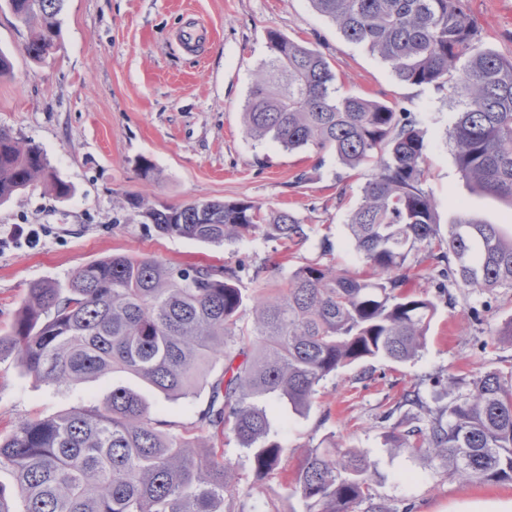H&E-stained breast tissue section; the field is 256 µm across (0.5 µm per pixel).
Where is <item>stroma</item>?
<instances>
[{
    "label": "stroma",
    "instance_id": "stroma-1",
    "mask_svg": "<svg viewBox=\"0 0 512 512\" xmlns=\"http://www.w3.org/2000/svg\"><path fill=\"white\" fill-rule=\"evenodd\" d=\"M466 4L486 48L512 55V0ZM193 20L209 35L189 49L180 35ZM59 21L61 50L33 61L23 51L27 30L0 0V51L13 64L11 75L0 77V128L41 144L57 176L73 187L60 199L40 184L0 204L1 332L34 284L67 286L83 265L115 253L180 266H239V286L247 291L258 267L274 284L307 264L362 270L347 224L371 167L350 171L332 154L289 152L244 131L248 90L269 55L272 30L320 51L342 91L399 112L428 105L422 118L431 147L423 187L436 201L440 226L467 214L512 227V205L473 190L459 170L447 134L458 99L400 82L388 63L345 39L310 0H65ZM144 159L156 168L149 181L139 175ZM128 193L168 205L246 198L266 210L292 211L308 238L289 245L258 232L217 245L162 236L122 207ZM29 226L40 230L37 242L15 236L16 228ZM411 263L407 291L428 296L437 308L425 348L404 364L375 360L362 371L338 369L321 382L308 415L275 408L284 465L295 470L307 446L333 440L368 456L369 480L393 512L410 503L414 512H512V484L461 483L424 459L394 452L386 441L394 422L418 413L400 406L404 393L444 404L448 396L434 377L469 380L512 369V344L498 340L512 322V288L442 290L433 256L422 251ZM116 382L140 386L121 375L57 388L13 360L1 361L0 435L28 419L103 406Z\"/></svg>",
    "mask_w": 512,
    "mask_h": 512
}]
</instances>
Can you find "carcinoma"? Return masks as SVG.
I'll return each mask as SVG.
<instances>
[{
  "instance_id": "cac0c4a2",
  "label": "carcinoma",
  "mask_w": 512,
  "mask_h": 512,
  "mask_svg": "<svg viewBox=\"0 0 512 512\" xmlns=\"http://www.w3.org/2000/svg\"><path fill=\"white\" fill-rule=\"evenodd\" d=\"M63 2L7 0L29 31L30 59L59 49ZM311 2L347 40L389 63L399 81L462 97L448 129L460 171L512 201V57L482 47L465 0ZM268 48L249 88L244 131L290 152H330L346 168L373 165L348 222L370 273L307 264L283 287L269 288L258 268L246 294L235 267L114 254L80 268L64 288L34 285L0 334V361L13 358L57 387L121 373L168 399H191L204 386L208 400L177 434L122 384L102 407L22 422L0 437V470L16 480L9 491L0 486V512H13L16 497L23 512H251L249 499L274 478L293 485L306 512H355L361 503L366 512H391L369 483L371 461L355 448L311 446L288 477L271 410L285 405L303 416L337 369L418 356L436 310L404 289L418 251H439L448 260L441 276L471 291L512 288V232L462 216L441 235L435 200L423 188L429 141L421 122L340 92L328 61L301 42L271 31ZM40 182L61 199L73 192L40 144L0 128V203ZM124 207L163 236L214 244L258 231L298 244L308 238L295 214L248 199L171 206L128 193ZM249 303L248 325L240 313ZM218 362L221 374L208 378L207 367ZM447 384L451 399L434 409L404 394L398 406L418 408L425 424L404 429L399 421L387 441L465 484L512 482V370L468 383L450 376ZM226 437L246 451L245 487L224 460Z\"/></svg>"
}]
</instances>
